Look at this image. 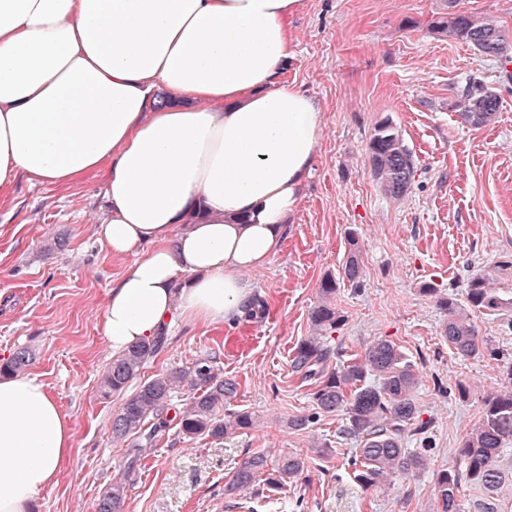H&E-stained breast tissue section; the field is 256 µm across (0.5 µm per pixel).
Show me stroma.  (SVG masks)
<instances>
[{
    "instance_id": "obj_1",
    "label": "stroma",
    "mask_w": 512,
    "mask_h": 512,
    "mask_svg": "<svg viewBox=\"0 0 512 512\" xmlns=\"http://www.w3.org/2000/svg\"><path fill=\"white\" fill-rule=\"evenodd\" d=\"M460 13L491 19L512 37V0H301L280 78L316 100L323 128L280 251L249 274L253 299L267 309L209 326L175 320L140 376L145 382L212 358L217 374L238 384L229 411L256 419L232 437L184 438L171 416L129 464L111 429L127 395L101 388L112 359L101 319L131 260L96 240L102 179L57 187L18 178L0 201V364L30 348L29 373L46 384L75 433L59 483L36 512H96L115 481L125 486L124 512H239L244 502L256 512H436L433 475L460 466V442L482 420V398L501 377L498 361L455 355L441 336L436 297L487 272L512 298V61L432 31V23ZM473 84L501 100L496 120L479 128L453 108ZM385 119L415 159L411 187L397 200L370 171L368 143ZM352 235L364 260L357 288L343 274ZM328 278L342 317L332 347L361 353L386 339L415 365L432 447L414 478L363 488L348 464L356 442L340 414L306 430L287 426L312 409L313 386L292 373L290 361L312 331L310 312ZM459 380L470 386L466 398L439 393ZM257 452L269 467L288 454L304 458L307 469L279 493L260 480L225 497V483ZM500 464L505 483L493 492L462 484L459 512H485L489 503L512 512V447Z\"/></svg>"
}]
</instances>
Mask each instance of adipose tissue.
Masks as SVG:
<instances>
[{"label": "adipose tissue", "mask_w": 512, "mask_h": 512, "mask_svg": "<svg viewBox=\"0 0 512 512\" xmlns=\"http://www.w3.org/2000/svg\"><path fill=\"white\" fill-rule=\"evenodd\" d=\"M299 2L0 0V197L104 173L95 234L133 259L102 318L113 354L245 315L279 251L322 129L280 79ZM74 437L38 376L0 377V512H33Z\"/></svg>", "instance_id": "ef3b65f1"}]
</instances>
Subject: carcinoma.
<instances>
[{"label":"carcinoma","mask_w":512,"mask_h":512,"mask_svg":"<svg viewBox=\"0 0 512 512\" xmlns=\"http://www.w3.org/2000/svg\"><path fill=\"white\" fill-rule=\"evenodd\" d=\"M434 29L471 43L484 57L509 60L507 38L491 20L461 13ZM454 109L467 124L485 126L499 112L500 100L492 91L468 86L457 94ZM368 154L371 174L384 194L392 198L406 194L415 160L401 132L390 120L375 126ZM348 245L343 273L347 281L358 286L363 279L362 250L353 236ZM335 293V280H324L321 294L325 300L310 314L312 333L297 344L292 355V372L314 381V392L311 393L312 413L293 417L288 420V427L304 430L323 414L341 412L347 420L344 433L356 441L351 463L357 469L359 482L372 487L393 476L413 477L426 466L423 451L430 448L428 423L419 421L415 397L419 380L415 366L399 347L385 339L373 342L362 354L347 356L340 349L333 350L327 343L328 334L336 330L340 316L326 298ZM463 297L474 312L512 308V300L499 295L486 273L476 274L467 281ZM437 305L444 313L442 338L457 356L465 359L488 356L501 362L503 368L500 389L489 392L483 400L482 422L458 448L464 469L442 470L434 478L438 512H458L456 493L461 483L473 482L493 492L505 479L498 458L512 438V353L506 354L479 337L457 299L439 297ZM166 342L167 336L162 334L112 358L102 377L106 393L126 390ZM333 353L336 365L331 368L328 360ZM31 361L32 353L21 348L0 365V374L21 373ZM183 385L194 391L179 411V432L183 436L224 439L254 425V417L247 411L221 414V408L236 397L238 384L220 377L212 361L203 358L190 367L160 373L141 384L112 418L113 441L134 440L128 452L130 463H135L142 449L153 443L155 430L148 428L147 423L154 419L164 423L176 389ZM411 441L421 443L422 450L409 448ZM304 467L302 458L284 456L278 463L276 477L269 478L268 483L280 489L285 479L302 474ZM266 468L265 455L254 454L224 485V494L233 495L253 484L265 474ZM124 496L121 483L110 484L100 496L96 512H122Z\"/></svg>","instance_id":"1"}]
</instances>
